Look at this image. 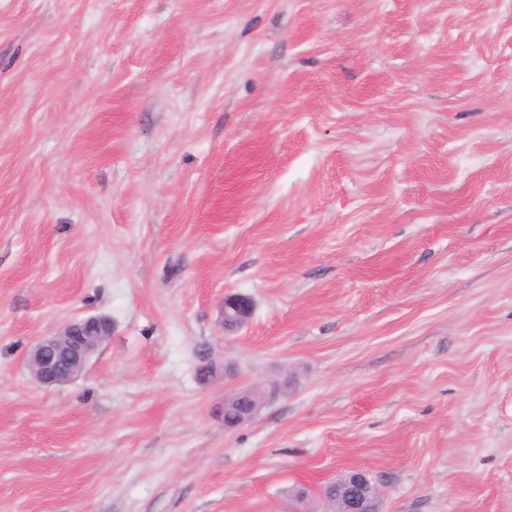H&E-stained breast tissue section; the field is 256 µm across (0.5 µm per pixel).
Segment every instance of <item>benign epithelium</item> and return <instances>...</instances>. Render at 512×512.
Returning a JSON list of instances; mask_svg holds the SVG:
<instances>
[{
    "label": "benign epithelium",
    "instance_id": "benign-epithelium-1",
    "mask_svg": "<svg viewBox=\"0 0 512 512\" xmlns=\"http://www.w3.org/2000/svg\"><path fill=\"white\" fill-rule=\"evenodd\" d=\"M253 313L250 298L235 294L224 296V328L247 323ZM112 335V323L105 316L95 315L71 321L52 336L39 339L33 346L28 369L33 379L42 386L67 383L77 377L91 356ZM242 388L234 396L247 407L224 422L227 430L237 428L254 419L261 405L246 402ZM345 508L342 512H380L381 493L366 474L353 469L346 472Z\"/></svg>",
    "mask_w": 512,
    "mask_h": 512
}]
</instances>
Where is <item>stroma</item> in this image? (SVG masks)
<instances>
[{"instance_id": "obj_1", "label": "stroma", "mask_w": 512, "mask_h": 512, "mask_svg": "<svg viewBox=\"0 0 512 512\" xmlns=\"http://www.w3.org/2000/svg\"><path fill=\"white\" fill-rule=\"evenodd\" d=\"M350 468L512 512V0H0V512H323ZM253 313V303L250 298L235 294L224 298V329L239 327L247 323ZM111 334L112 323L105 316L71 321L35 343L28 358L29 372L42 386L70 382ZM248 391H250V388H242V389L237 390L234 393H231L230 395L225 396V398H224V427H225V429H228V430L234 429V428H237L243 424H246V423L252 421L254 419V417L256 416V414L261 409V407L263 406V404L248 402L247 407L243 411L237 412V414L234 418L226 421L225 414L228 411L226 409V404H227L228 400L230 399V397L232 395H234L240 401V403H245L246 397H244V393H246Z\"/></svg>"}]
</instances>
